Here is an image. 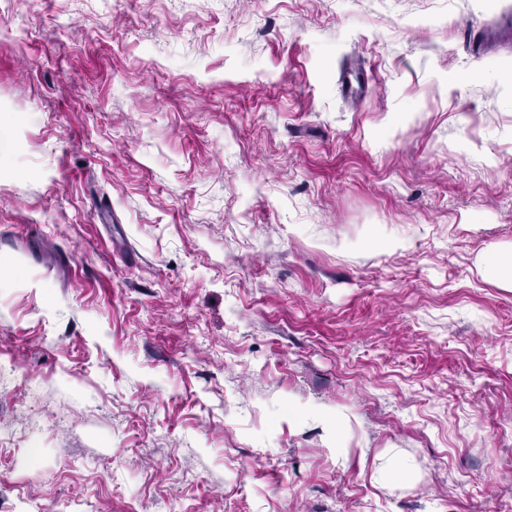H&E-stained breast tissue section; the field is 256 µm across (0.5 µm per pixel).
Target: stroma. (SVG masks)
I'll use <instances>...</instances> for the list:
<instances>
[{
	"label": "stroma",
	"mask_w": 512,
	"mask_h": 512,
	"mask_svg": "<svg viewBox=\"0 0 512 512\" xmlns=\"http://www.w3.org/2000/svg\"><path fill=\"white\" fill-rule=\"evenodd\" d=\"M507 14L0 0V512H512ZM481 272L484 276H493L503 288H512V249L490 250L481 257Z\"/></svg>",
	"instance_id": "obj_1"
}]
</instances>
